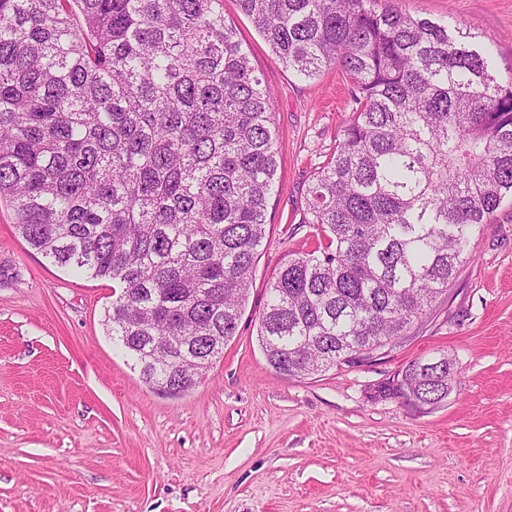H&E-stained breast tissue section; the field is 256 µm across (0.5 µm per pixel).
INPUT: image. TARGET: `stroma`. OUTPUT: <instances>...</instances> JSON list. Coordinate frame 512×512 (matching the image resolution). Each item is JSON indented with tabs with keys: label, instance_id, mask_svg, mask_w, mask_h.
<instances>
[{
	"label": "stroma",
	"instance_id": "stroma-1",
	"mask_svg": "<svg viewBox=\"0 0 512 512\" xmlns=\"http://www.w3.org/2000/svg\"><path fill=\"white\" fill-rule=\"evenodd\" d=\"M489 36L512 69V0H401ZM224 18L273 94L278 168L238 333L188 394L147 386L105 326L112 283L51 265L0 202V512H512V203L447 298L378 360L277 375L257 341L271 275L312 250L306 189L350 120L336 69L294 77L236 0ZM447 354L457 387L422 413L373 388Z\"/></svg>",
	"mask_w": 512,
	"mask_h": 512
}]
</instances>
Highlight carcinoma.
Here are the masks:
<instances>
[{
    "label": "carcinoma",
    "mask_w": 512,
    "mask_h": 512,
    "mask_svg": "<svg viewBox=\"0 0 512 512\" xmlns=\"http://www.w3.org/2000/svg\"><path fill=\"white\" fill-rule=\"evenodd\" d=\"M396 0H238L278 61L355 104L307 191L323 242L272 275L257 329L305 378L412 333L512 200V69ZM272 95L224 0H0V201L53 265L112 281V338L155 387L238 331L277 171ZM451 362L402 368L436 400Z\"/></svg>",
    "instance_id": "cac0c4a2"
}]
</instances>
